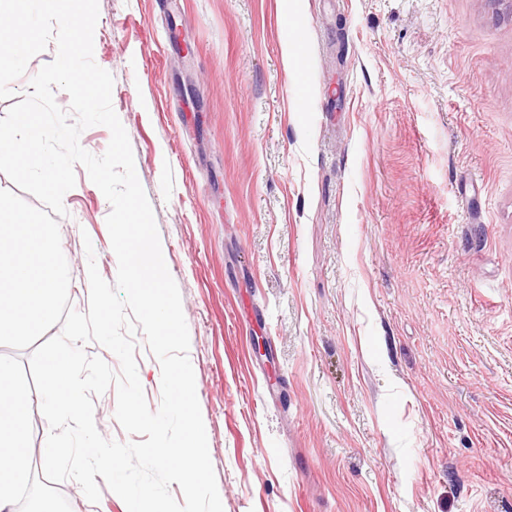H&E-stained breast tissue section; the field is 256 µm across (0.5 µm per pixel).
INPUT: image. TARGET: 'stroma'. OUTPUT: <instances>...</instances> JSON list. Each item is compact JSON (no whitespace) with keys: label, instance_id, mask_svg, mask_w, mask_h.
Segmentation results:
<instances>
[{"label":"stroma","instance_id":"35a3bbf8","mask_svg":"<svg viewBox=\"0 0 512 512\" xmlns=\"http://www.w3.org/2000/svg\"><path fill=\"white\" fill-rule=\"evenodd\" d=\"M94 60L224 512H512V0H99ZM74 171L84 313L85 243L105 281L118 261Z\"/></svg>","mask_w":512,"mask_h":512}]
</instances>
